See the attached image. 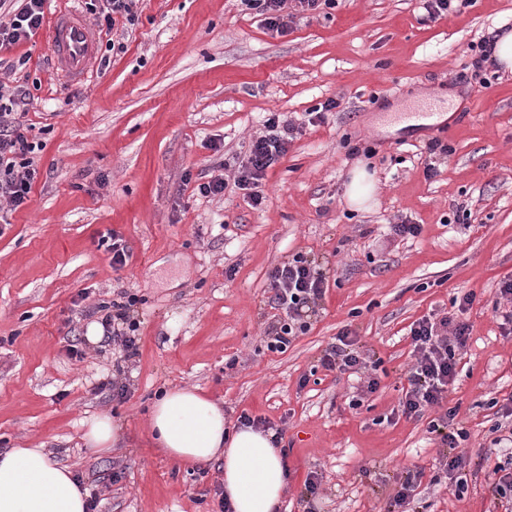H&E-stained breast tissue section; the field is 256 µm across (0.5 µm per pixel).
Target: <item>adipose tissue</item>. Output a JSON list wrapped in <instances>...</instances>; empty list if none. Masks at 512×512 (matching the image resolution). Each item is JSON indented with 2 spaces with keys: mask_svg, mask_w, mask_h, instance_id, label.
<instances>
[{
  "mask_svg": "<svg viewBox=\"0 0 512 512\" xmlns=\"http://www.w3.org/2000/svg\"><path fill=\"white\" fill-rule=\"evenodd\" d=\"M149 428L175 461L223 460L232 512H278L288 471L274 431L230 429L223 407L189 388L165 391L152 406ZM88 498L71 469L46 449L0 452V512H87Z\"/></svg>",
  "mask_w": 512,
  "mask_h": 512,
  "instance_id": "ef3b65f1",
  "label": "adipose tissue"
}]
</instances>
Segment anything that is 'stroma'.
<instances>
[{
	"label": "stroma",
	"instance_id": "1",
	"mask_svg": "<svg viewBox=\"0 0 512 512\" xmlns=\"http://www.w3.org/2000/svg\"><path fill=\"white\" fill-rule=\"evenodd\" d=\"M138 10L126 52L84 82L57 76L42 29L0 55L28 56L0 69V88L28 89L24 121L44 143L28 203L0 226V451L47 448L97 494L95 512H219L223 463L183 466L149 437L158 395L195 387L229 422L245 413L281 430L279 512H512L488 480L501 454L488 402L512 397V334L500 326L512 303L497 295L512 278V77L490 69L482 87L466 55L512 31V0L428 23L420 0H340L282 34L240 0H140ZM451 89L462 97L446 123L453 152L432 155L435 132L405 125L447 109ZM333 96L338 107L308 124ZM270 112L306 126L254 207L233 180ZM347 139L373 155L348 157ZM429 163L440 170L431 179ZM360 164L375 174L377 204L353 211L344 192ZM217 175L223 194L196 192ZM401 222L420 234L394 235ZM112 229L130 251L119 270L99 245ZM299 252L329 290L306 333L272 352L265 336L281 313L269 273ZM124 293L143 299L128 361L112 340L87 338L102 319L95 306ZM465 293L471 335L448 396L406 416L410 327L458 313ZM345 330L368 368L322 367ZM449 407L468 432L467 462L481 466L462 493L428 431ZM100 414L123 434L104 452L82 439ZM407 470L417 487L399 506ZM311 473L320 487L309 504Z\"/></svg>",
	"mask_w": 512,
	"mask_h": 512
}]
</instances>
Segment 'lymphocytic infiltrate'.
I'll return each mask as SVG.
<instances>
[{
	"label": "lymphocytic infiltrate",
	"mask_w": 512,
	"mask_h": 512,
	"mask_svg": "<svg viewBox=\"0 0 512 512\" xmlns=\"http://www.w3.org/2000/svg\"><path fill=\"white\" fill-rule=\"evenodd\" d=\"M247 9L263 16L269 29L287 31L295 14L313 12L320 7H335L336 0H241ZM46 0H23L22 7L9 21H0V49L29 40L42 27ZM22 89L12 94L0 93V204L15 210L25 204L33 189L39 171L35 163L36 151L42 142L30 139L28 128L21 120L16 106L26 98ZM265 131L252 140L246 157L238 166L234 179L237 189L244 191L252 205L263 200L262 181L269 168L288 152L290 142L301 134L302 124L287 119L278 112L268 113ZM272 308L281 310L286 318L267 332V348L273 352L286 351L292 341L308 329L303 319L305 308L318 305L326 292L327 281L313 260L304 254H295L291 260L274 267L269 274ZM137 296L113 302L111 317L103 318V327L112 328V338L120 342L125 358L138 354L136 331L138 325L132 316L138 304ZM470 326L463 321L445 316L424 318L410 329L415 362L408 375V387L402 398L403 412L412 416L425 408L441 404L450 382L456 375L459 356L466 345Z\"/></svg>",
	"instance_id": "obj_1"
}]
</instances>
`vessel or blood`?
<instances>
[{"mask_svg":"<svg viewBox=\"0 0 512 512\" xmlns=\"http://www.w3.org/2000/svg\"><path fill=\"white\" fill-rule=\"evenodd\" d=\"M48 46L59 74L73 81L89 77L90 63L97 52V37L93 27L77 10L63 8L54 14Z\"/></svg>","mask_w":512,"mask_h":512,"instance_id":"vessel-or-blood-1","label":"vessel or blood"}]
</instances>
